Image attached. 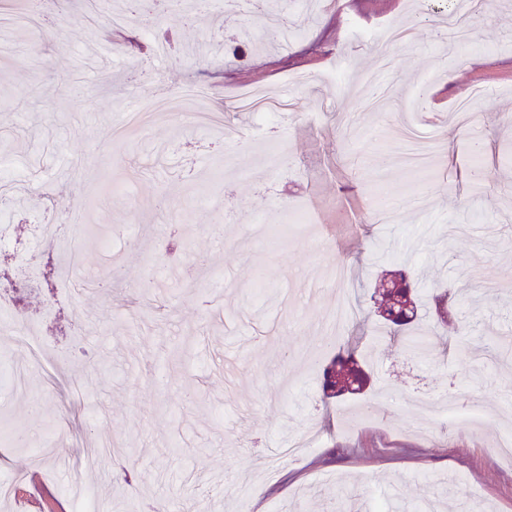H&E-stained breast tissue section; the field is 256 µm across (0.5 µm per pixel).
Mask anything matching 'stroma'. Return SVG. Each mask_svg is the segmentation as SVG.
<instances>
[{
	"mask_svg": "<svg viewBox=\"0 0 512 512\" xmlns=\"http://www.w3.org/2000/svg\"><path fill=\"white\" fill-rule=\"evenodd\" d=\"M443 0H288L286 39L261 50L244 9L187 14L166 0L152 20L129 0H99V28L116 14L110 50L89 33L82 0H56L68 23L9 31L28 56L0 60V143L17 162L0 211L15 249L13 274L41 224L80 211L86 182L111 176L93 215L111 226L71 274L54 245H39L24 304L0 287L11 324L49 346L43 359L0 346L19 372L0 370V411L49 449L0 440V512H72L70 486L108 499L110 512H169L171 502L215 512H364L396 497L428 512L452 480L450 512H512V461L496 445L512 429V0H488L473 50L450 49ZM393 25L408 42L385 80L397 93L366 111L375 49L348 27ZM219 32L225 58L184 55ZM77 74V91L56 88ZM152 78L163 95L193 83L211 123L180 113L147 134L112 138L130 93ZM38 103H31L33 86ZM289 96L294 110L267 124L237 107L246 91ZM487 95L465 125L449 122L471 88ZM479 168L486 191L470 192ZM291 225L269 250L272 225ZM407 268L458 289L444 344L415 356L374 319L339 335L327 320L336 295L369 309L385 270ZM359 338L372 372L363 396L323 399L319 365ZM473 347L463 355L459 342ZM456 390L487 415L441 433L411 400ZM314 430L315 448L280 456ZM111 441L108 463L87 451Z\"/></svg>",
	"mask_w": 512,
	"mask_h": 512,
	"instance_id": "1",
	"label": "stroma"
}]
</instances>
